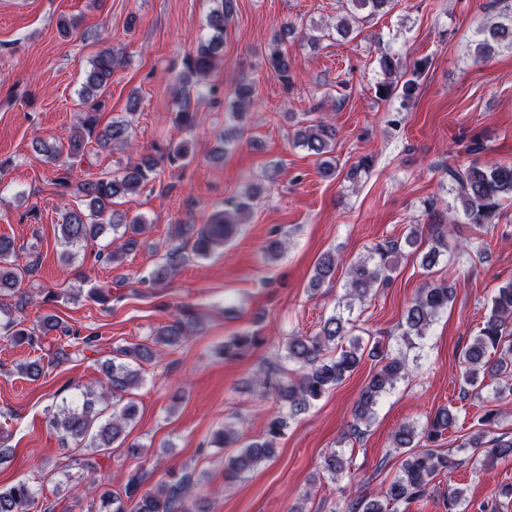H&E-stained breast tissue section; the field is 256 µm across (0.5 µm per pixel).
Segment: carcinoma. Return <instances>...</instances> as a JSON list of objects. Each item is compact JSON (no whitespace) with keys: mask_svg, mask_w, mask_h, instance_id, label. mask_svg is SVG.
I'll use <instances>...</instances> for the list:
<instances>
[{"mask_svg":"<svg viewBox=\"0 0 512 512\" xmlns=\"http://www.w3.org/2000/svg\"><path fill=\"white\" fill-rule=\"evenodd\" d=\"M392 0H341L340 18L335 30L343 38L350 36L353 25L364 24L374 16L391 9ZM234 10V0H214V6L206 17L208 34L196 38L184 56L183 68L174 85L175 123L189 133L193 130L199 108L211 93L208 85L212 71L221 62L224 35ZM486 38L479 44L478 59L489 57L493 44L512 43V23H497L484 29ZM124 62V57L112 48L99 50L91 61V68L79 90V102L83 107L78 128L69 139L67 158L61 153L40 144L39 152L61 171L56 184L62 188L75 186V194L85 202V207L68 210L59 225L62 244L66 250L60 260L71 261L67 247L94 241L107 232H112L117 241L107 252L104 261L119 266L124 256L138 245V238L146 233L147 221L140 215L129 217L113 209L115 200L134 193L157 179L167 168L182 166L190 157V142L184 140L174 146L155 148L141 154L136 161L127 164L118 175L81 179L74 181L72 159L93 147L126 148L131 143L130 122L114 120L100 126V111L103 94L110 83L112 73ZM384 75L376 87L381 100L400 98L408 102L419 88V78L426 70L429 60L417 59L413 65L401 55L385 51L378 59ZM266 65L282 82L285 88L293 85L291 62L283 49V39L277 35L269 44ZM255 86L250 81L239 83L232 92L231 111L226 120L234 123V130L242 133L247 111L254 102ZM296 143L306 148L317 158L319 170L324 177L335 178L341 174L335 150L336 126L322 118H311L299 126L293 134ZM373 166V158L363 156L355 162L345 179L353 182L366 174ZM452 190L455 191L463 214L477 228L495 223L503 199L512 198V164L483 163L477 159L466 166H450L446 169ZM260 189L253 187L244 194L224 203V209L215 212L206 224H178L176 238L185 243L172 246L163 262L139 283L150 287L161 284L177 271L190 257L206 258L227 244L245 223L253 208V200ZM432 237L434 245L422 253L421 265L425 269L434 267L442 255V232L438 224H418L409 228L404 242L396 240L380 243L370 250L363 260L350 264L344 283L343 299L350 307L356 301H364L378 288L391 281L397 269L402 245L410 247L422 240L423 234ZM191 251H186V244ZM287 247V241L279 235L272 236L264 248L265 258L278 260ZM16 258L14 240L0 236V296L18 295L23 275L13 263ZM339 257L333 250L324 252L317 260L310 289L318 290L333 280ZM94 303L104 306L121 295H112L109 283H92L87 290L77 289L70 294L76 298L81 293ZM456 288L446 283H430L419 289L404 315V340L422 337L432 325L435 317L448 307L455 298ZM0 329L17 344L31 346L52 332L59 336L74 335L72 328L54 314H46L33 327L13 318L0 323ZM354 324L340 314L325 318L313 335H294L286 338L283 352H277L266 361L265 367L256 376L255 387L262 395H271L281 405L282 411L272 417L265 437L260 441L241 442V435L233 423L224 424L212 437L216 448L239 446L236 454L225 463L224 479L231 482L243 477L261 462L275 455L277 440L290 422L307 412L315 401L341 383L347 374L360 364L363 354L380 359V368L372 374L358 394L353 410L352 436L357 438L369 427L376 407L396 383L409 374L406 357L391 354L375 343L367 348L362 338L353 334ZM203 330L201 318L192 307H175L171 319L153 331L151 343H133L115 350L112 358L100 364V388L89 389L74 405H63L53 413L50 425L68 439L93 449L96 455L105 454L119 439L126 438V428L137 416V405L130 394L142 382L141 365H150L161 357L165 350H174ZM259 337L243 333L230 337L217 351L222 358L237 357L247 353L258 344ZM464 370L460 387L463 395L479 394L488 387L486 380L512 379V281L500 286L491 298L488 314L477 335L461 352ZM287 360L298 367L299 376L293 378L282 367ZM111 413H106L107 409ZM496 412L486 411L480 420L483 428L474 432L464 448H491L494 456L512 455V437L493 435L488 425L492 424ZM457 424L456 414L448 407L439 408L426 426L419 429L412 424L398 427L392 437L393 447L403 451L399 475L377 495L362 494L353 498L346 512H397L400 506L407 507L428 494L431 484L452 464L448 452L442 450L441 441L448 430ZM145 473L137 470L129 474L123 487L114 490L99 486L97 512H206L205 503L195 495L198 480L194 470L185 465L180 471L168 475L154 491H141ZM35 503V489L27 480H19L9 487H0V512H27Z\"/></svg>","mask_w":512,"mask_h":512,"instance_id":"carcinoma-1","label":"carcinoma"}]
</instances>
